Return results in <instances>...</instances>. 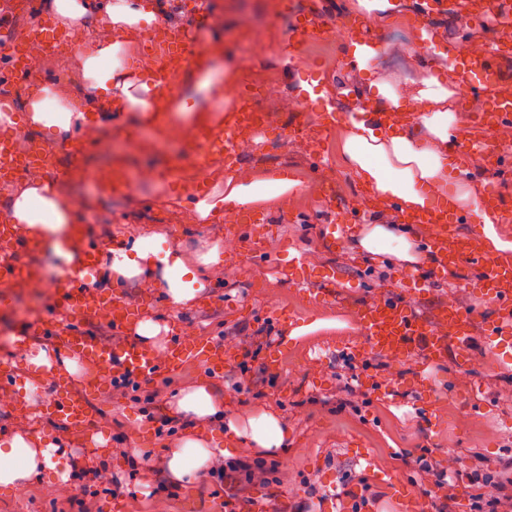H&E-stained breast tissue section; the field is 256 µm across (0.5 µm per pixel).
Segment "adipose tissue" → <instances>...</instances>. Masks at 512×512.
<instances>
[{
    "label": "adipose tissue",
    "mask_w": 512,
    "mask_h": 512,
    "mask_svg": "<svg viewBox=\"0 0 512 512\" xmlns=\"http://www.w3.org/2000/svg\"><path fill=\"white\" fill-rule=\"evenodd\" d=\"M50 9L63 27L76 31L84 30L86 17H103L93 31L98 41L97 53L81 59L86 106L71 110L62 104L53 85L42 84L30 92L23 113H16L8 104L0 106L1 126H13L22 119L30 128H48L54 136L66 138L72 129L88 121L111 122L116 112L148 114L159 108L188 112L187 103L159 98L150 75L120 63L121 57L133 49V34L153 32L162 9L160 0H52ZM372 86L375 99L384 110L400 112L408 101L419 102V121L394 125L369 119L350 122L340 145L342 164L381 203L395 200L402 209L417 211L445 197L455 210L476 208L478 197L466 180L453 184L448 181V143L459 124L450 105L452 90L434 78L422 79L414 91L396 88L383 80L373 81ZM99 100L109 101L112 113L92 115L89 105ZM297 186L296 180L285 177L231 176L224 181L223 196L199 200L194 212L203 220L219 210L231 212L247 205L275 203ZM6 221L21 225L29 239L49 247L66 270L78 268L77 252L72 246L77 233L75 204L55 184L39 179L23 182L13 194ZM360 245L367 252L391 254L404 262L416 259L413 242L397 224L372 225ZM223 262L220 247H212L191 261L178 248L167 245L164 233L153 232L129 243L104 246L91 283L99 295L108 296L136 278L146 287L163 289L171 304L180 307L207 288L209 268ZM175 411L211 422L223 419L224 404L207 386L199 384L181 392ZM227 428L235 435L248 437L255 447L267 450L282 448L288 440L287 426L275 414L263 410L252 413L242 423L228 421ZM217 459L208 440L195 432L169 449L167 466L176 479L182 480L192 478L198 469ZM63 463L64 456L57 446L41 436L16 433L0 440L1 487H18L34 476L59 474Z\"/></svg>",
    "instance_id": "1"
}]
</instances>
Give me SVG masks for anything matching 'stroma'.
<instances>
[{
	"label": "stroma",
	"instance_id": "35a3bbf8",
	"mask_svg": "<svg viewBox=\"0 0 512 512\" xmlns=\"http://www.w3.org/2000/svg\"><path fill=\"white\" fill-rule=\"evenodd\" d=\"M354 2L179 0L174 17L161 21V29L183 26L197 43L222 45L217 67L236 71L239 83L259 94L257 105L267 116L269 130L254 136L250 150L232 165H225L219 155L199 164L197 149L181 150L165 133L130 115L99 128L98 139L82 149L72 140L21 127L22 137L39 136L57 151L59 169L47 178L76 200V218L94 240L107 245L162 224L169 230L170 245L191 258L228 238L240 243L238 251L225 253L223 265L210 268L211 286L204 296L185 306H172L159 289L144 287L139 280L119 291L128 301L146 302L147 317L178 322L184 335L212 336L230 350L223 378L211 377L190 360L176 371L142 380V392H157L161 414L173 416L181 391L203 383L223 398L227 418L241 421L263 409L288 426L286 446L265 454L247 438H226L223 424L204 426V434L238 449L240 457L264 456L267 473L244 492L234 478L211 477L206 467L191 481H175L167 468V451L190 430V422L181 421L177 433L158 434L156 423L138 405L107 384L94 397L96 429L116 452L104 456L79 447L78 433L44 415L55 396L54 382L32 375L18 351L19 338L29 335L40 308L57 294L53 284L59 279L60 262L46 247L37 246L22 259L49 281V289L36 295L16 287L0 304V364L15 365L18 373L14 388L5 389L0 400V436L42 433L65 451L68 463L97 469L100 477L91 483L88 497L98 512H105L116 498L122 512H248L254 503L261 504L263 512H299L305 506L312 512H356V503L361 506L357 512H434L443 493L416 463L429 454L458 477L454 512H470L466 472L472 463L482 462L496 475L512 462V335L494 346L486 342L483 324L495 307L477 284L481 268L466 262L434 282H405L402 262L361 249L362 229L329 247L323 228L334 215L323 201L325 192L344 204L361 202L369 225L398 223L399 214L391 205L367 200L357 176L341 165L338 151L345 121H337L323 136L320 165L306 142L289 131L294 122L317 124L319 99H330L341 110L348 108L350 95L371 99L370 78L383 76L401 87H413L422 78L413 43L426 38L447 54L462 41L489 42L493 25L476 21L462 8L424 24L415 17L411 0H396L389 21L374 26L383 51L369 61L366 72L346 67L350 45L344 41L304 51L300 61L284 63L281 44L303 12L318 8L336 27L353 17ZM245 52L256 56V64L241 62ZM89 53L83 46L42 62L40 79L54 82L65 104L83 96L80 59ZM270 79L277 83L279 95L261 96ZM310 80L313 90L304 91L302 82ZM171 96L217 122L238 94L213 98L200 91L197 82L179 77ZM292 99L303 103L302 111H289ZM454 164L459 172L475 175L478 193L492 189L512 198V159L503 168H488L482 157L465 152L455 156ZM145 168L153 169L155 178L138 181V172ZM247 171L263 176L285 171L301 188L291 194L286 208L249 207L236 213L231 224L220 211L208 223H196L184 190L202 196L219 193L227 177ZM297 257L303 260V274L334 269L348 302L320 303L286 280L281 271ZM394 291L426 316L435 315L450 299L472 311L470 362L460 365L452 350L440 360L413 355L394 362L371 352L362 341L359 308ZM273 310L280 312V319L270 318ZM266 327L273 330L269 343L251 361L249 372L241 373L243 356L235 330L250 334ZM296 328L301 336H293ZM348 382L356 391L355 409L336 405ZM124 448L148 455L159 469L158 480L174 484V492L152 493L121 456ZM75 493L70 479H34L14 490L0 488V512H76L70 503Z\"/></svg>",
	"mask_w": 512,
	"mask_h": 512
}]
</instances>
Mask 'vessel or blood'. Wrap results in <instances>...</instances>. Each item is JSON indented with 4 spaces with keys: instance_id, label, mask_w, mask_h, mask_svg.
I'll use <instances>...</instances> for the list:
<instances>
[{
    "instance_id": "obj_1",
    "label": "vessel or blood",
    "mask_w": 512,
    "mask_h": 512,
    "mask_svg": "<svg viewBox=\"0 0 512 512\" xmlns=\"http://www.w3.org/2000/svg\"><path fill=\"white\" fill-rule=\"evenodd\" d=\"M466 8L478 19L495 18L491 45L481 56L475 57L464 48H457L454 71L458 85L468 96L487 101L489 110L480 115L481 125L487 127L512 125V93L503 89L507 78L501 62L512 48V0H466ZM330 28L318 14L307 15L300 28L292 32L291 41L312 39L328 35ZM18 41L10 39L0 46V69L4 70L7 83L26 85L32 80L26 64L17 56ZM208 49L192 44L184 32H174L165 49L160 53L155 68L158 92H165L175 79L174 62L195 68L203 65ZM374 115L383 123L399 122L401 112H384L355 100L345 113L346 118L360 116L361 112ZM254 122V105L251 93H242L230 118L225 124L204 125L198 134L202 155L222 152L225 159L238 155L237 138L240 128ZM57 153L41 141L35 140L19 148L15 135L0 134V183L8 184L18 178L39 171L55 168ZM415 224L432 225L435 236L428 240L430 264L429 277L439 278L449 265L460 259L482 265L484 275L481 285L490 296L496 315L484 325V334L493 338L512 334V263L488 255L472 247L467 236L458 234L457 225L470 223L467 215H457L434 204L429 213L411 218ZM79 252L83 257V274L68 273L62 278L60 295L49 305L32 325L35 336L57 346L69 357L94 364L102 378L114 373H131L149 378L163 370L178 368L185 361H201L212 377L224 374L227 356L222 341L207 337L187 340L180 332L171 334L165 355L138 344H112L102 341L90 329L92 323L106 320L116 331L127 330L136 313L123 299L107 300L97 296L87 274L92 271L101 248L98 241L86 234L77 237ZM31 247L30 241L14 231L12 225H0V288H9L33 279L34 273L19 259ZM362 334L372 352L397 360L417 353L436 358L446 355L449 344L467 349L470 317L454 307H441L434 318H426L400 298L384 296L365 303L361 308ZM97 390L96 384L82 389L63 387L46 408L52 421L64 423L74 430L91 429L92 406L90 397Z\"/></svg>"
}]
</instances>
